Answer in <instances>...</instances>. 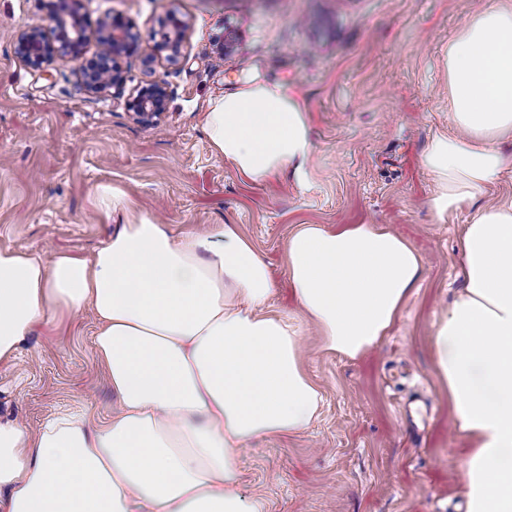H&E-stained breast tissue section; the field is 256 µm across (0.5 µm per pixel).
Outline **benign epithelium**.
<instances>
[{
    "label": "benign epithelium",
    "mask_w": 512,
    "mask_h": 512,
    "mask_svg": "<svg viewBox=\"0 0 512 512\" xmlns=\"http://www.w3.org/2000/svg\"><path fill=\"white\" fill-rule=\"evenodd\" d=\"M79 0H51L48 6L55 15L53 34L39 28L19 33L16 47L34 68L50 62L57 54L78 61L85 51L88 34L78 12ZM189 23L177 16L170 17L161 30V45L170 49V58L177 60L186 37ZM97 59L100 66L85 70L83 80L89 91L102 92L123 83L117 59L132 54L138 47L134 27L120 16H105L98 20L94 30ZM168 93L164 84L152 80L142 86L127 102V108L136 121L144 124L155 122L166 110Z\"/></svg>",
    "instance_id": "obj_1"
}]
</instances>
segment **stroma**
Listing matches in <instances>:
<instances>
[{"instance_id": "obj_1", "label": "stroma", "mask_w": 512, "mask_h": 512, "mask_svg": "<svg viewBox=\"0 0 512 512\" xmlns=\"http://www.w3.org/2000/svg\"><path fill=\"white\" fill-rule=\"evenodd\" d=\"M88 27L118 14L136 53L124 83L100 93L60 56L36 69L16 52L28 27L52 32L45 0H0V249L92 258L117 225L146 217L174 232L234 224L275 282L268 308L296 303L284 249L299 224H384L419 251L423 273L390 336L351 360L303 327L301 356L325 405L306 431L252 442L237 455L240 489L268 512H464L460 472L470 443L453 425L434 367L436 324L464 288L459 241L468 217L439 220L422 156L453 131L441 55L486 6L512 0H80ZM187 19L177 62L159 52L168 13ZM153 67H145L146 56ZM165 83L153 124L127 109L145 81ZM277 82L305 108V181L256 184L216 153L203 130L211 98L244 81ZM123 193L109 212L96 190ZM87 313L39 324L0 363V419L30 428L61 413L111 415L116 400Z\"/></svg>"}]
</instances>
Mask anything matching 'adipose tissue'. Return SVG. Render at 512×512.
Masks as SVG:
<instances>
[{
	"mask_svg": "<svg viewBox=\"0 0 512 512\" xmlns=\"http://www.w3.org/2000/svg\"><path fill=\"white\" fill-rule=\"evenodd\" d=\"M444 67L458 133L437 134L423 156L437 184L429 206L471 214L466 285L435 332V365L473 443L466 512H512V205L473 206L506 164L494 142L512 131V11L475 15ZM303 112L283 86L247 81L209 100L204 130L240 175L262 182L306 160ZM285 267L301 318L355 359L399 320L422 260L381 224H301ZM274 287L233 224L177 234L144 218L89 260L0 249V362L37 321L89 311L118 398L103 422L63 416L33 430L0 420V512H267L239 489L238 450L299 434L323 409L298 320L264 311Z\"/></svg>",
	"mask_w": 512,
	"mask_h": 512,
	"instance_id": "ef3b65f1",
	"label": "adipose tissue"
}]
</instances>
